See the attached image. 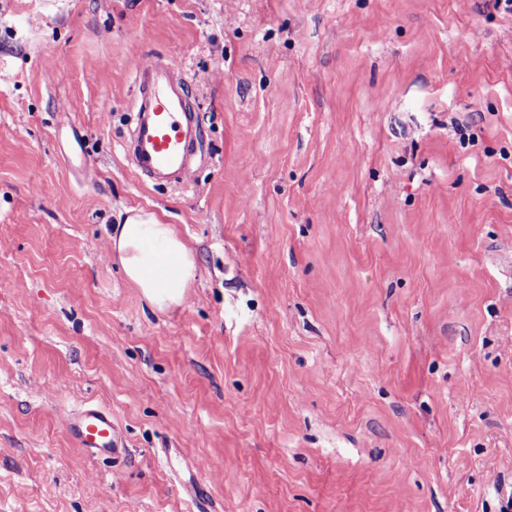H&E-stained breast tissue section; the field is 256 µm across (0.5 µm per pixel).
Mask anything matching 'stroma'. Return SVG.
Listing matches in <instances>:
<instances>
[{
  "mask_svg": "<svg viewBox=\"0 0 512 512\" xmlns=\"http://www.w3.org/2000/svg\"><path fill=\"white\" fill-rule=\"evenodd\" d=\"M154 55L183 63L205 134L187 189L121 149ZM0 65V512H194L188 480L217 512H498L511 10L0 0ZM139 208L195 255L182 307L111 256ZM86 401L127 462L74 445Z\"/></svg>",
  "mask_w": 512,
  "mask_h": 512,
  "instance_id": "1",
  "label": "stroma"
}]
</instances>
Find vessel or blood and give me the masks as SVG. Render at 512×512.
Listing matches in <instances>:
<instances>
[{
	"label": "vessel or blood",
	"instance_id": "obj_1",
	"mask_svg": "<svg viewBox=\"0 0 512 512\" xmlns=\"http://www.w3.org/2000/svg\"><path fill=\"white\" fill-rule=\"evenodd\" d=\"M132 79L135 126L122 142L126 159L140 177L189 186L191 160L204 131L181 62L164 55L147 58L134 64ZM68 432L90 458L119 460L128 454L119 426L101 406L87 403L70 413Z\"/></svg>",
	"mask_w": 512,
	"mask_h": 512
}]
</instances>
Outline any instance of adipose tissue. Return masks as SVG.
Wrapping results in <instances>:
<instances>
[{
  "instance_id": "adipose-tissue-1",
  "label": "adipose tissue",
  "mask_w": 512,
  "mask_h": 512,
  "mask_svg": "<svg viewBox=\"0 0 512 512\" xmlns=\"http://www.w3.org/2000/svg\"><path fill=\"white\" fill-rule=\"evenodd\" d=\"M112 252L127 280L154 309L182 306L196 260L173 225L153 211L127 210L112 230Z\"/></svg>"
}]
</instances>
